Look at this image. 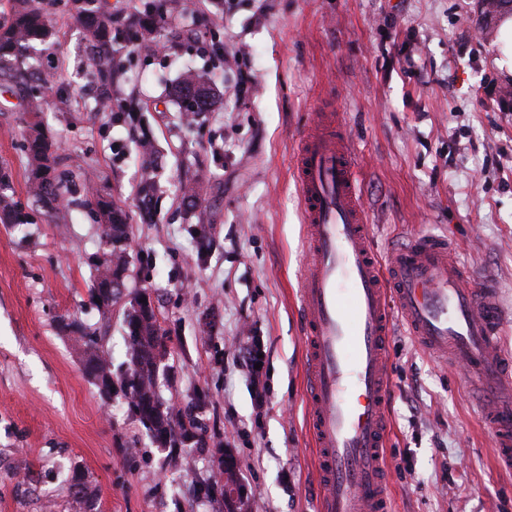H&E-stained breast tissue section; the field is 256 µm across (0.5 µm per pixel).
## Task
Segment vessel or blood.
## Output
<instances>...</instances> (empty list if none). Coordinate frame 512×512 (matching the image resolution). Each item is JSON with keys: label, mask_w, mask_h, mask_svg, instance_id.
<instances>
[{"label": "vessel or blood", "mask_w": 512, "mask_h": 512, "mask_svg": "<svg viewBox=\"0 0 512 512\" xmlns=\"http://www.w3.org/2000/svg\"><path fill=\"white\" fill-rule=\"evenodd\" d=\"M295 183L306 262L297 279L316 512H392L386 466L388 346L395 329L461 369L500 466L512 469V355L499 292L472 279L447 236L375 251L348 130L317 112L299 137Z\"/></svg>", "instance_id": "obj_1"}]
</instances>
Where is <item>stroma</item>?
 Masks as SVG:
<instances>
[{"label":"stroma","instance_id":"35a3bbf8","mask_svg":"<svg viewBox=\"0 0 512 512\" xmlns=\"http://www.w3.org/2000/svg\"><path fill=\"white\" fill-rule=\"evenodd\" d=\"M486 0H223L192 40L196 0L154 32L163 54L117 36L109 84L89 77L90 42L72 0H41L49 45L0 63V168L34 221L0 223V512H313L300 319L293 294L305 258L293 163L317 109L341 115L379 255L412 235H448L469 274L498 288L501 345L512 353V74L501 70L502 18ZM251 54L238 91L235 55ZM45 132L77 193L94 189L128 215L133 269L171 332L162 397L204 394V448L157 447L122 398L104 401L62 322L100 323L89 301L98 225L84 208L34 207L22 147L40 75ZM215 70L198 124L175 91ZM155 148L153 219L138 192L142 139ZM199 202L188 205L186 184ZM212 246L199 256L198 225ZM258 341V377L239 347ZM386 449L394 512H512V472L458 370L396 331ZM266 386L256 406V383ZM230 458L239 499L195 488ZM79 477L90 496L68 492Z\"/></svg>","mask_w":512,"mask_h":512}]
</instances>
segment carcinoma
I'll list each match as a JSON object with an SVG mask.
<instances>
[{
    "mask_svg": "<svg viewBox=\"0 0 512 512\" xmlns=\"http://www.w3.org/2000/svg\"><path fill=\"white\" fill-rule=\"evenodd\" d=\"M91 41L100 46L95 61L96 73L102 77L112 74L113 59L108 50L112 37V14L98 16L92 10V0H78ZM49 35L43 8L22 4L9 23L0 24V62L17 53L21 45L43 42ZM182 101L181 120L188 126L195 124L210 105L212 88L208 78L188 76L178 89ZM24 151L30 161V181L35 202L46 212L56 211L66 194L70 193L69 180L56 171V145L38 123L29 126ZM9 173L0 170V223L29 224L32 214L6 193ZM80 205L93 210L99 222V247L91 256L96 276L90 288V297L102 317L110 318L112 305L122 294L110 291L106 284L119 271L129 270L127 247L116 248L114 242L123 239L129 227L126 212L107 200L103 194L89 192ZM128 341L127 362L118 370L112 369V359L103 349L102 333L98 328L74 327V339L82 350L83 366L94 369L92 383L101 395L110 400L120 397L129 411L162 448H184L193 443L205 446L202 423L190 412L178 413L163 401L157 391L159 372L164 368L169 340L168 332L161 328L156 315H146L131 297L125 317Z\"/></svg>",
    "mask_w": 512,
    "mask_h": 512,
    "instance_id": "carcinoma-1",
    "label": "carcinoma"
}]
</instances>
